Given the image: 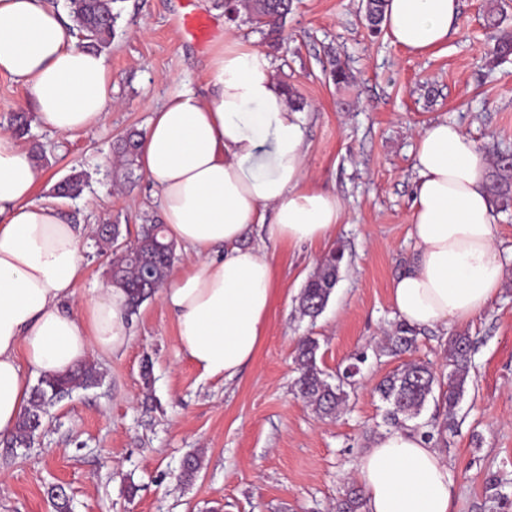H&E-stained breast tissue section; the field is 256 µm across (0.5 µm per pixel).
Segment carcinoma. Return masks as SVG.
Listing matches in <instances>:
<instances>
[{
    "mask_svg": "<svg viewBox=\"0 0 512 512\" xmlns=\"http://www.w3.org/2000/svg\"><path fill=\"white\" fill-rule=\"evenodd\" d=\"M118 0H69L73 21L85 41V47L98 50L110 45L112 33L120 12L114 10ZM216 6L231 11L234 18L245 16L253 28L276 34L291 11L292 0H216ZM384 0H366L365 10L371 29L380 31L384 13ZM492 55L495 58L512 55V31L498 33ZM140 137L130 132L117 146V158L121 177L130 181L139 169ZM489 191L495 204L507 210L512 207V155L497 156L489 174ZM85 184V173L74 170L56 185V195L73 198L80 194ZM99 239L112 248L114 258L110 268V282L122 289L128 312L134 313L150 298L168 278L175 255L174 243L167 239L163 225L154 222L141 226L133 243L119 242L121 225H112V233L98 232ZM344 258L341 248L330 251L317 269L307 278L299 296V312L315 320L326 308L339 278ZM418 330L403 321L387 338L385 350L392 356L412 353L417 348ZM319 341L313 336L302 337L295 349L294 363L299 376L297 394L308 406L323 416H333L344 404L349 394L343 380L332 383L318 365ZM473 346L469 336L457 334L448 340L446 367L437 369L430 362L409 361L384 377L376 386L380 399L389 405L385 421L393 427H401L409 419L417 417L434 391H439L442 419H434L424 438L437 443L452 428L456 408L470 378ZM98 382V374L87 364H82L65 374L45 375L34 388L28 405L20 417L12 441L21 446L29 442L41 424L45 409L78 388H87ZM365 506L363 490L350 489L336 501L335 512H362Z\"/></svg>",
    "mask_w": 512,
    "mask_h": 512,
    "instance_id": "carcinoma-1",
    "label": "carcinoma"
}]
</instances>
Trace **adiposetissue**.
Returning a JSON list of instances; mask_svg holds the SVG:
<instances>
[{
	"instance_id": "adipose-tissue-1",
	"label": "adipose tissue",
	"mask_w": 512,
	"mask_h": 512,
	"mask_svg": "<svg viewBox=\"0 0 512 512\" xmlns=\"http://www.w3.org/2000/svg\"><path fill=\"white\" fill-rule=\"evenodd\" d=\"M459 0H386L392 43L413 54L447 41ZM208 96L184 89L152 111L138 162L155 188L168 237L191 256L160 289L176 318L179 347L203 376L230 379L266 332L274 267L265 243H321L345 212L335 191L312 181L307 119L288 101L268 57L223 33L205 63ZM0 75L28 92L37 123L89 131L114 106L103 54L81 48L44 0H0ZM410 208L414 252L393 279L401 320L463 324L512 280L498 247L489 163L457 124L438 119L415 138ZM46 173L0 131V436L23 413L30 372L61 374L92 349L130 341L126 299L112 286L66 309L84 273L81 228L59 203L37 198ZM258 233L260 245H245ZM356 476L367 512H449L453 481L440 452L412 426L380 434Z\"/></svg>"
}]
</instances>
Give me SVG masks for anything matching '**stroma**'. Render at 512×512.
Returning <instances> with one entry per match:
<instances>
[{"instance_id":"stroma-1","label":"stroma","mask_w":512,"mask_h":512,"mask_svg":"<svg viewBox=\"0 0 512 512\" xmlns=\"http://www.w3.org/2000/svg\"><path fill=\"white\" fill-rule=\"evenodd\" d=\"M186 2L210 20L212 35L232 29L252 40L298 92L310 169L344 199V220L328 242L265 245L275 273L268 327L233 379L202 377L179 351L173 314L158 297L147 299L129 319L128 346L90 353L100 384L49 406L28 446L0 436V512H55L46 493L54 485L68 493L70 512H332L357 481L359 457L385 429L375 387L403 363L380 344L399 320L390 285L413 252L415 130L445 118L489 158L512 154V58L488 62L487 0H460L457 34L422 55L372 34L364 0H295L277 43L228 21L214 0H119L121 17L104 51L119 108L89 132L34 124L22 139L47 174L38 198H53L72 170L87 175L81 197L64 202L70 222L82 228V299L109 280L112 252L99 242L98 227L121 225L129 242L160 212L147 178L116 188L100 157L128 129L145 130L152 108L170 93L209 92L210 45L177 24ZM333 56L348 83L333 82ZM335 247L344 259L331 299L317 319L300 318V289ZM458 333L471 336L475 351L455 427L439 448L453 477L451 512H512V281L470 322L422 329L414 359L442 364ZM303 336L318 339L319 365L332 375L365 356L336 417H322L295 395L293 351ZM195 453L202 469L187 484L181 465Z\"/></svg>"}]
</instances>
